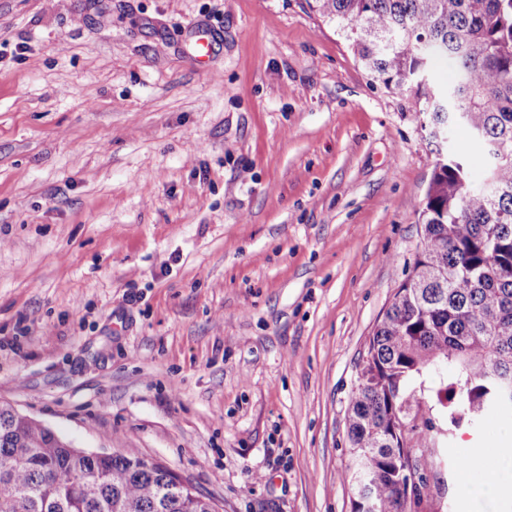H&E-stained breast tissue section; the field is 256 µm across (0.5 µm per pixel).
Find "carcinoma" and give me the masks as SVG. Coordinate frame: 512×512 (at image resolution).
<instances>
[{
	"label": "carcinoma",
	"mask_w": 512,
	"mask_h": 512,
	"mask_svg": "<svg viewBox=\"0 0 512 512\" xmlns=\"http://www.w3.org/2000/svg\"><path fill=\"white\" fill-rule=\"evenodd\" d=\"M341 32L372 79L411 85L434 124L460 125L485 147L480 181L448 159L419 208L422 240L408 277L381 314L362 355L346 439L358 475L352 512H411L403 460L426 448L410 383L443 364L437 391L449 424L512 414V0H307ZM450 57L456 79L444 97L419 81L428 62ZM467 113L459 123L455 113ZM369 500H364V497ZM0 512H217L162 464L76 448L51 428L0 405Z\"/></svg>",
	"instance_id": "carcinoma-1"
}]
</instances>
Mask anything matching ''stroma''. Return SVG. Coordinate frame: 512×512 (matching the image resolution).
Listing matches in <instances>:
<instances>
[{"label": "stroma", "mask_w": 512, "mask_h": 512, "mask_svg": "<svg viewBox=\"0 0 512 512\" xmlns=\"http://www.w3.org/2000/svg\"><path fill=\"white\" fill-rule=\"evenodd\" d=\"M411 103L306 0H0V404L219 512H351L362 354L439 152L482 161ZM412 387L415 512H512L483 491L512 415L452 428Z\"/></svg>", "instance_id": "obj_1"}]
</instances>
